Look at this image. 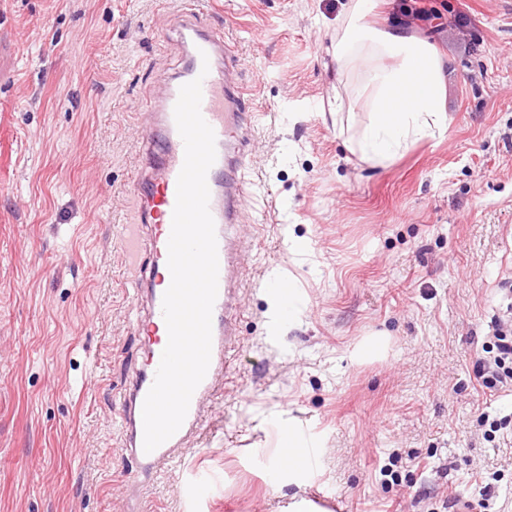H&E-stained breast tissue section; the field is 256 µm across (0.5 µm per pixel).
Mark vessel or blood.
<instances>
[{"mask_svg": "<svg viewBox=\"0 0 512 512\" xmlns=\"http://www.w3.org/2000/svg\"><path fill=\"white\" fill-rule=\"evenodd\" d=\"M176 39L187 57V65L166 82L147 105L148 141L156 150L146 165L137 170L132 188L136 197L133 222L124 227V259L133 273L132 283L147 295V311L139 328L151 335L147 363L139 370L125 393L124 414L120 418L122 448L134 457L144 474L168 468L182 452L184 439L200 427L201 406L214 388V379L224 368V352L231 334L235 254L232 229L239 225L251 187L242 173L251 123L252 98L241 85L240 59L230 45L203 24L193 8H185L175 29ZM202 81L201 114L215 133L216 160L207 174L209 209L215 222L219 261L218 293L212 313V346L208 371L194 391L187 415L179 430L152 452L143 449L142 407L159 367L164 341L156 333L165 323L163 296L171 283L168 268V241L176 202L177 178L184 162V143L174 118L181 87L194 79ZM152 252L150 272H143L140 257Z\"/></svg>", "mask_w": 512, "mask_h": 512, "instance_id": "obj_1", "label": "vessel or blood"}]
</instances>
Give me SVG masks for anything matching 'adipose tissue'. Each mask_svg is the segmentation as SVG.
<instances>
[{
  "mask_svg": "<svg viewBox=\"0 0 512 512\" xmlns=\"http://www.w3.org/2000/svg\"><path fill=\"white\" fill-rule=\"evenodd\" d=\"M372 8L373 0H352L331 58L341 69L353 48L367 50V121L353 151L361 161L379 166L409 143L443 136L449 115L442 58L414 34L366 28L363 21Z\"/></svg>",
  "mask_w": 512,
  "mask_h": 512,
  "instance_id": "ef3b65f1",
  "label": "adipose tissue"
}]
</instances>
